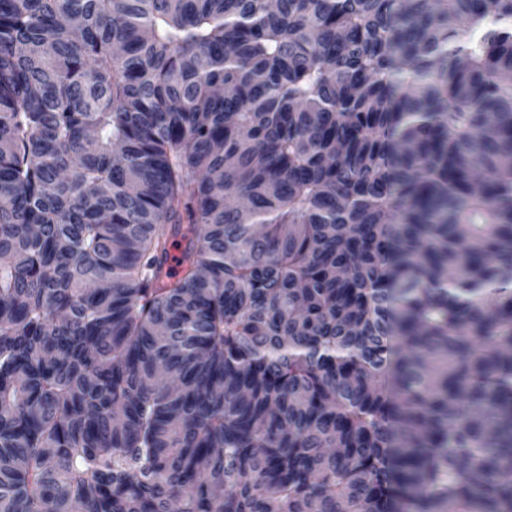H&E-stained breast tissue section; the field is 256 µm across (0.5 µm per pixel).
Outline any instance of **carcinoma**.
I'll return each mask as SVG.
<instances>
[{"label":"carcinoma","instance_id":"cac0c4a2","mask_svg":"<svg viewBox=\"0 0 512 512\" xmlns=\"http://www.w3.org/2000/svg\"><path fill=\"white\" fill-rule=\"evenodd\" d=\"M0 201V512H512V0H0Z\"/></svg>","mask_w":512,"mask_h":512}]
</instances>
